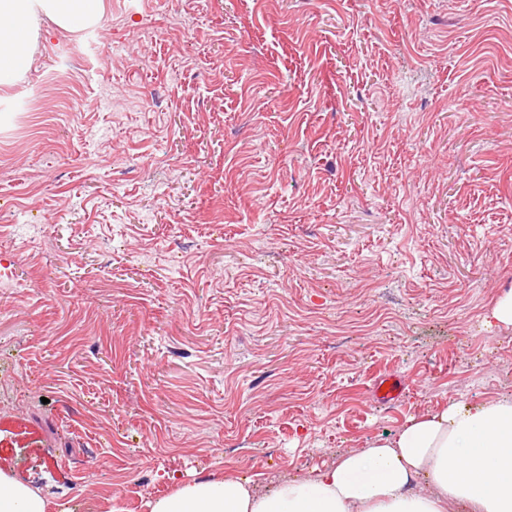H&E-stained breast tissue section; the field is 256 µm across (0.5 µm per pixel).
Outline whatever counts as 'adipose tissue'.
I'll list each match as a JSON object with an SVG mask.
<instances>
[{"instance_id": "obj_1", "label": "adipose tissue", "mask_w": 512, "mask_h": 512, "mask_svg": "<svg viewBox=\"0 0 512 512\" xmlns=\"http://www.w3.org/2000/svg\"><path fill=\"white\" fill-rule=\"evenodd\" d=\"M103 13V0H0V85L27 66L41 17L78 30ZM48 510L0 472V512ZM151 512H512V397L449 402L409 417L394 437L263 489L236 476L185 480Z\"/></svg>"}]
</instances>
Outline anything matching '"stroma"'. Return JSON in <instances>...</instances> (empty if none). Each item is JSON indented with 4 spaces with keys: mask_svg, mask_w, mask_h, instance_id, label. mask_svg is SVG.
I'll return each mask as SVG.
<instances>
[{
    "mask_svg": "<svg viewBox=\"0 0 512 512\" xmlns=\"http://www.w3.org/2000/svg\"><path fill=\"white\" fill-rule=\"evenodd\" d=\"M105 5L0 86L1 470L150 512L512 396V0ZM403 388L400 378L392 375L380 377L373 387L374 397L383 403H391L398 399Z\"/></svg>",
    "mask_w": 512,
    "mask_h": 512,
    "instance_id": "obj_1",
    "label": "stroma"
}]
</instances>
